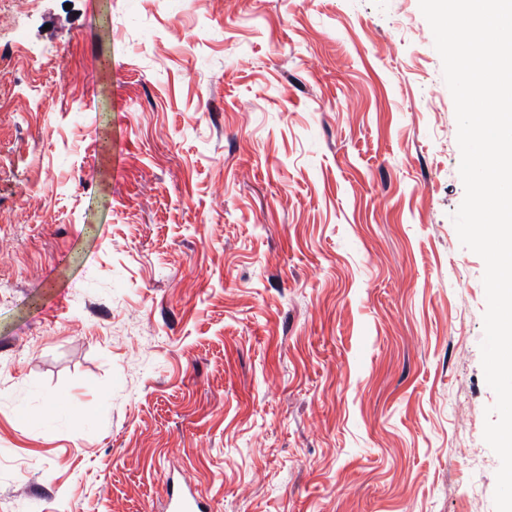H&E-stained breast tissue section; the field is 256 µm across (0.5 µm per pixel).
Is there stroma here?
<instances>
[{
	"instance_id": "stroma-1",
	"label": "stroma",
	"mask_w": 512,
	"mask_h": 512,
	"mask_svg": "<svg viewBox=\"0 0 512 512\" xmlns=\"http://www.w3.org/2000/svg\"><path fill=\"white\" fill-rule=\"evenodd\" d=\"M4 5L0 512H495L419 0ZM204 504L189 491L172 489L169 497V512H203Z\"/></svg>"
}]
</instances>
